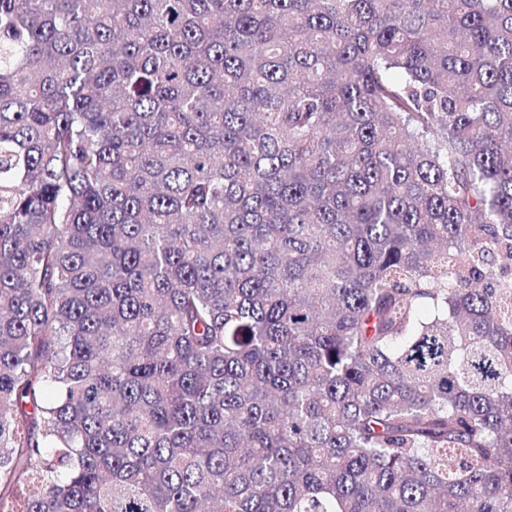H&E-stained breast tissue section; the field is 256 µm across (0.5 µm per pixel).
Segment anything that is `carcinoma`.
I'll return each mask as SVG.
<instances>
[{"instance_id":"cac0c4a2","label":"carcinoma","mask_w":512,"mask_h":512,"mask_svg":"<svg viewBox=\"0 0 512 512\" xmlns=\"http://www.w3.org/2000/svg\"><path fill=\"white\" fill-rule=\"evenodd\" d=\"M512 512V0H0V491Z\"/></svg>"}]
</instances>
